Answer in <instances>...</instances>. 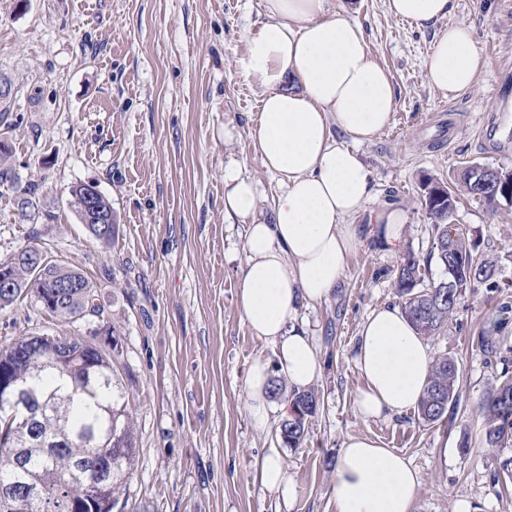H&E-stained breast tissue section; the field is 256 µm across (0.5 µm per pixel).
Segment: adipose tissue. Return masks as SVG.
Segmentation results:
<instances>
[{
  "instance_id": "obj_1",
  "label": "adipose tissue",
  "mask_w": 512,
  "mask_h": 512,
  "mask_svg": "<svg viewBox=\"0 0 512 512\" xmlns=\"http://www.w3.org/2000/svg\"><path fill=\"white\" fill-rule=\"evenodd\" d=\"M389 12L426 27L447 16L451 0H387ZM266 20L246 39L245 78L260 94L250 137L264 168L283 190L271 211L259 206L256 185L237 164L224 170V214L246 226L247 259L239 305L254 336L275 348L278 367L255 362L247 375L251 414L287 418L288 403L271 394L273 373L303 390L321 375L317 346L298 323L301 307L325 302L344 276L350 254L372 239L387 249L401 242V212L385 206L368 225L347 223L365 210L371 172L352 144L367 142L391 121L395 90L352 18L351 0H263ZM485 62L468 26L436 36L425 67L432 87L470 88ZM342 132L346 143L336 141ZM364 379L357 400L366 417L400 415L417 407L433 356L400 307L372 312L356 344ZM336 512H412L420 479L405 456L365 436L349 437L333 468Z\"/></svg>"
}]
</instances>
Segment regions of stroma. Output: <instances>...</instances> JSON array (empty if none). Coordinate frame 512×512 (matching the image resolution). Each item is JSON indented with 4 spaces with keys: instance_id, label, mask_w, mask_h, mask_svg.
Returning <instances> with one entry per match:
<instances>
[{
    "instance_id": "1",
    "label": "stroma",
    "mask_w": 512,
    "mask_h": 512,
    "mask_svg": "<svg viewBox=\"0 0 512 512\" xmlns=\"http://www.w3.org/2000/svg\"><path fill=\"white\" fill-rule=\"evenodd\" d=\"M262 0H0V79L11 84L0 138L21 184L39 187L38 220L22 219L16 194L0 186V262L24 247L49 252L97 288L103 313L76 323L33 299L0 310V342L49 334L96 338L112 332V367L137 436L127 505L150 512H336L332 470L344 441L368 436L410 459L420 475L413 512H512V475L481 442L479 404L500 376L476 346L500 299L465 295L444 335L430 341L460 368V399L445 422L416 411L367 418L356 398L362 322L396 303L393 280L408 254L423 258L431 221L420 204L427 179L455 186L461 167L512 170V0H452L447 18L420 28L390 15L386 0H355L375 61L395 102L390 125L358 151L372 172L366 211L393 204L405 217L394 251L369 242L349 257L338 288L300 318L324 359L317 412L301 447L281 439L278 414L257 424L246 378L256 360L275 364L238 303L245 263L241 224L224 217V168L236 161L271 210L283 187L249 138L260 103L243 76L246 38L265 20ZM470 27L487 61L474 85L432 88L424 60L441 29ZM93 184L112 203L111 244L92 239L68 190ZM455 223L480 248L503 257L512 280V206L492 209L461 196ZM468 450H460L462 435ZM278 453L292 481L291 505L255 478L256 462Z\"/></svg>"
}]
</instances>
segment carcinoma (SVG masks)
<instances>
[{
	"label": "carcinoma",
	"mask_w": 512,
	"mask_h": 512,
	"mask_svg": "<svg viewBox=\"0 0 512 512\" xmlns=\"http://www.w3.org/2000/svg\"><path fill=\"white\" fill-rule=\"evenodd\" d=\"M9 154L8 145L1 140L0 183L15 180ZM457 179L470 197L494 204L495 186L480 183L472 169H462ZM424 188L428 189L424 206L432 221L430 248L423 260L412 254L404 258L394 288L412 325L419 334L431 338L447 329L468 291L484 287L505 295L512 283L499 279V260L479 251L473 233L453 223L459 196L450 192L443 198L435 197L433 192L442 190L438 182L429 181ZM18 191L22 213L36 217V186ZM433 263L440 269L436 279L429 276ZM4 266L13 267L15 283L9 291L0 288L1 310L29 296L45 311L66 320L100 314L95 305L96 289L79 270L53 260L43 270L15 266L11 260L0 263V268ZM46 277L77 278L84 287L61 288L52 305L46 306L43 297L48 292L41 283ZM511 321L512 303L505 300L498 307L497 319L484 327L477 339L487 360L503 364L500 378L481 404L483 439L489 448L512 447V374L508 371L512 346H506L507 338L499 335ZM0 369L25 375L41 409L13 447H0V471L23 462L12 496L6 506H0V512H114L121 488L133 474L136 436L127 404L122 402L124 394L114 389L112 360L105 350H92L85 341L69 338L62 350L52 354L23 336L0 346ZM458 381V363L446 354L434 357L417 407L418 418L429 425L444 422L448 408L459 399ZM290 401L295 416L281 422L280 436L288 447L296 448L304 440L307 418L317 411L318 395L312 389L293 390ZM109 450L111 483L93 492L79 467ZM31 484L41 490L42 500L31 498L27 490Z\"/></svg>",
	"instance_id": "1"
}]
</instances>
